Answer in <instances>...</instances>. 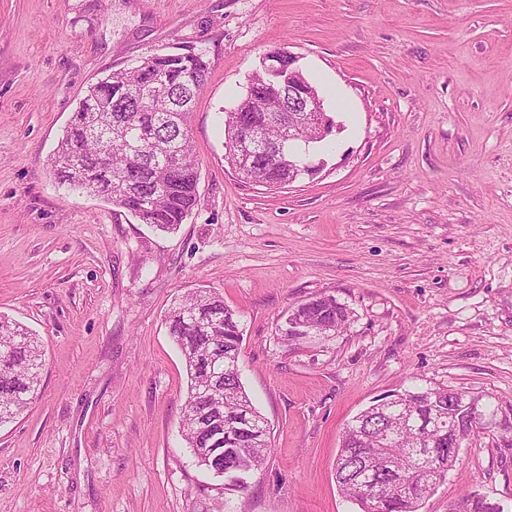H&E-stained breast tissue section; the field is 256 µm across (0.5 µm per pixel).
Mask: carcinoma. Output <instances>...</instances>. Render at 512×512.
Returning a JSON list of instances; mask_svg holds the SVG:
<instances>
[{
  "label": "carcinoma",
  "mask_w": 512,
  "mask_h": 512,
  "mask_svg": "<svg viewBox=\"0 0 512 512\" xmlns=\"http://www.w3.org/2000/svg\"><path fill=\"white\" fill-rule=\"evenodd\" d=\"M207 71L208 61L201 53H169L102 77L79 102L50 158L56 177L74 187H93L96 195L156 230L175 231L197 204L199 167L190 119ZM161 77L170 96L156 98L148 110L136 111V95ZM282 81L262 67L250 77L247 90L266 97L274 108ZM315 116L321 122L326 113ZM245 124L257 126L265 140L279 145L284 155L280 164H270L265 153L238 140ZM334 126V121H326L323 135L307 145L290 137L278 123L277 113L246 111L240 100L225 118L226 159L241 179L281 189L316 155ZM289 312L335 333L348 320L347 309L326 295ZM166 323L187 373L182 436L196 465L206 469L209 459L220 456L228 484L245 492L249 479L266 463L271 445L262 448L255 443L269 426L240 379L243 337L236 314L218 294L200 290L174 305ZM215 345L224 347L220 378L213 374L211 362ZM41 369L37 337L1 315L0 422L30 407L38 395ZM207 386L224 397V410L209 414V433L195 424L199 392ZM464 416L462 403L448 405L446 388L408 391L400 408L386 413L371 405L342 434L335 465L341 494L361 512H419L424 498L456 467V460H448V445L457 436L456 422ZM448 512H500V508L465 492Z\"/></svg>",
  "instance_id": "cac0c4a2"
}]
</instances>
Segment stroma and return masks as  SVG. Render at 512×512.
<instances>
[{
  "instance_id": "stroma-1",
  "label": "stroma",
  "mask_w": 512,
  "mask_h": 512,
  "mask_svg": "<svg viewBox=\"0 0 512 512\" xmlns=\"http://www.w3.org/2000/svg\"><path fill=\"white\" fill-rule=\"evenodd\" d=\"M277 48L341 128L317 174L273 190L227 164L224 111ZM172 51L209 73L198 204L165 234L50 159L91 84ZM197 288L238 313L271 429L245 493L179 432L165 316ZM322 294L340 332H279ZM0 314L45 354L36 402L0 425V512H358L334 464L373 401L444 387L512 422V0H0ZM466 491L512 512V429L465 441L421 512Z\"/></svg>"
}]
</instances>
